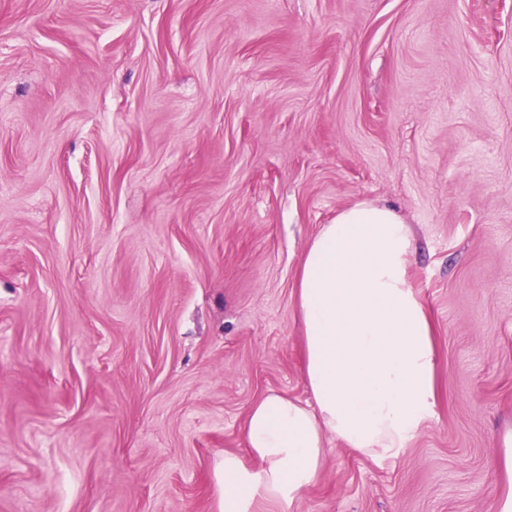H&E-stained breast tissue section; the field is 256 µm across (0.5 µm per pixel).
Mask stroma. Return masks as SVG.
I'll use <instances>...</instances> for the list:
<instances>
[{"label": "stroma", "instance_id": "1", "mask_svg": "<svg viewBox=\"0 0 512 512\" xmlns=\"http://www.w3.org/2000/svg\"><path fill=\"white\" fill-rule=\"evenodd\" d=\"M394 206L434 418L292 512H487L512 425V0H0V512H217L302 401L307 242Z\"/></svg>", "mask_w": 512, "mask_h": 512}]
</instances>
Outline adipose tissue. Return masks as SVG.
Returning a JSON list of instances; mask_svg holds the SVG:
<instances>
[{"instance_id":"1","label":"adipose tissue","mask_w":512,"mask_h":512,"mask_svg":"<svg viewBox=\"0 0 512 512\" xmlns=\"http://www.w3.org/2000/svg\"><path fill=\"white\" fill-rule=\"evenodd\" d=\"M414 254L410 225L379 201L340 210L311 240L296 293L311 400L251 406L244 452L216 469L218 512H291L320 481L328 439L382 464L433 419L434 329L410 282Z\"/></svg>"}]
</instances>
